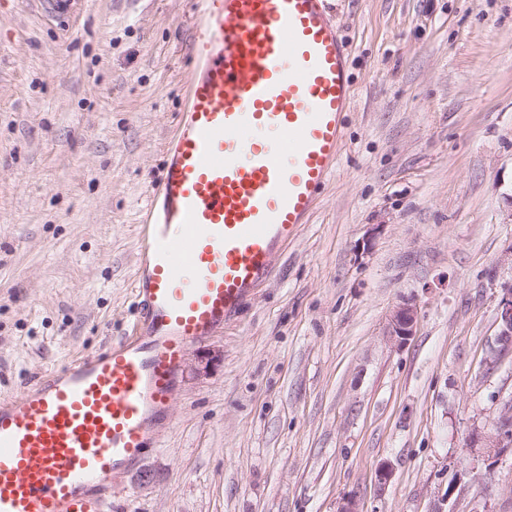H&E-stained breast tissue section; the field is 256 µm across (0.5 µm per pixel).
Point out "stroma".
<instances>
[{
  "label": "stroma",
  "mask_w": 512,
  "mask_h": 512,
  "mask_svg": "<svg viewBox=\"0 0 512 512\" xmlns=\"http://www.w3.org/2000/svg\"><path fill=\"white\" fill-rule=\"evenodd\" d=\"M189 0H0V397L124 335ZM338 163L251 308L189 349L112 512H512V0H333ZM416 333L384 331L404 301ZM388 463L393 476L379 484ZM497 320L499 352L509 353L512 351V283L509 287L502 288V296L497 306ZM486 448L488 456L498 457L499 455L512 450V404L505 405L501 410V416L493 429L476 437H472L469 447Z\"/></svg>",
  "instance_id": "obj_1"
}]
</instances>
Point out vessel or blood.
I'll list each match as a JSON object with an SVG mask.
<instances>
[{
	"mask_svg": "<svg viewBox=\"0 0 512 512\" xmlns=\"http://www.w3.org/2000/svg\"><path fill=\"white\" fill-rule=\"evenodd\" d=\"M329 0H192V73L138 227L118 341L0 399V512H112L185 352L238 318L335 169L350 103Z\"/></svg>",
	"mask_w": 512,
	"mask_h": 512,
	"instance_id": "vessel-or-blood-1",
	"label": "vessel or blood"
}]
</instances>
